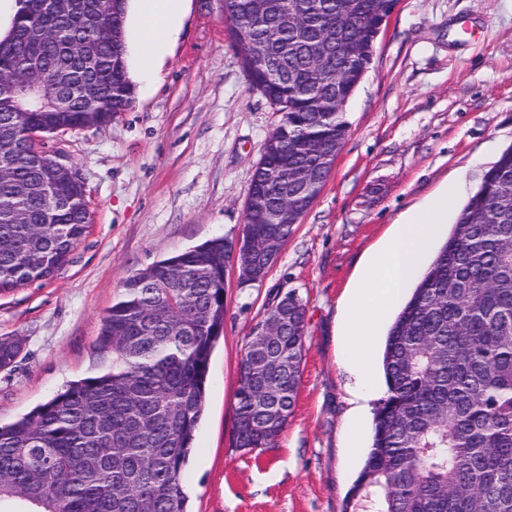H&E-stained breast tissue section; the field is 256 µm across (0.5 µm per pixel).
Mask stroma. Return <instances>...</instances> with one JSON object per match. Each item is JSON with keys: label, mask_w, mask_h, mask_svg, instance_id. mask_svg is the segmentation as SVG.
I'll use <instances>...</instances> for the list:
<instances>
[{"label": "stroma", "mask_w": 512, "mask_h": 512, "mask_svg": "<svg viewBox=\"0 0 512 512\" xmlns=\"http://www.w3.org/2000/svg\"><path fill=\"white\" fill-rule=\"evenodd\" d=\"M321 193L259 283L228 276L224 333L186 469L188 512H341L363 457L346 446L348 378L338 302L394 220L457 180L465 204L512 146V0H397L344 108ZM280 119L250 88L224 0H187L149 88L105 126L45 135L85 182L90 227L50 280L0 293V424L88 375L100 319L125 278L215 236L237 237L265 140ZM306 306L295 412L274 447L232 443L252 327L288 292Z\"/></svg>", "instance_id": "1"}]
</instances>
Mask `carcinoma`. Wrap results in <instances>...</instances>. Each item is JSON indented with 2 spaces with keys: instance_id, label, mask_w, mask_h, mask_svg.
<instances>
[{
  "instance_id": "obj_1",
  "label": "carcinoma",
  "mask_w": 512,
  "mask_h": 512,
  "mask_svg": "<svg viewBox=\"0 0 512 512\" xmlns=\"http://www.w3.org/2000/svg\"><path fill=\"white\" fill-rule=\"evenodd\" d=\"M392 0H228L234 40L265 44L250 86L282 113L254 169L242 236L286 243L275 216L309 210L339 151L343 108L373 56ZM0 72L38 59L48 81L71 85L70 110L47 97L35 112L5 111L0 84V292L52 278L86 236L78 172L55 188L45 158L21 132L102 126L127 109L125 33L107 41L108 0H77L66 14L18 0ZM290 16L295 25L285 26ZM99 111H85L88 101ZM288 142V168L313 176L300 196L276 183L272 147ZM215 237L122 283L101 319L93 372L18 420L0 425V512H187L185 470L204 408L214 344L224 329V256ZM306 311L292 292L253 327L239 363L233 442L272 447L287 427L301 378ZM22 350L0 337V370ZM388 387L372 447L342 512H512V147L483 174L387 336Z\"/></svg>"
}]
</instances>
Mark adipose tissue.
<instances>
[{"mask_svg": "<svg viewBox=\"0 0 512 512\" xmlns=\"http://www.w3.org/2000/svg\"><path fill=\"white\" fill-rule=\"evenodd\" d=\"M184 0H128L125 14L126 60L132 84L147 87L156 78L155 62L177 32Z\"/></svg>", "mask_w": 512, "mask_h": 512, "instance_id": "1", "label": "adipose tissue"}]
</instances>
